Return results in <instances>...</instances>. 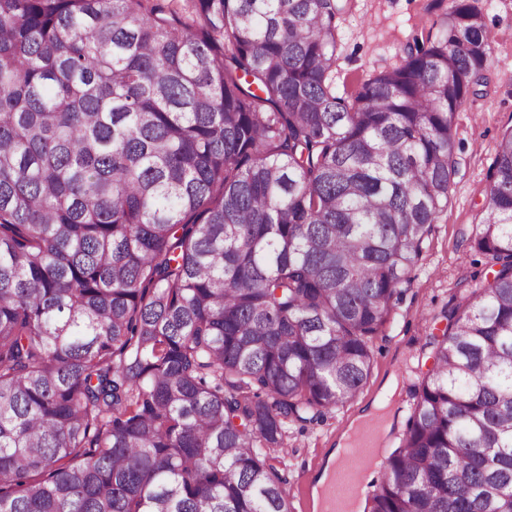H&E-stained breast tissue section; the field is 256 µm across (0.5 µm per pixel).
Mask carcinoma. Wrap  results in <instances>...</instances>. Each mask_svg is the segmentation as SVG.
I'll return each mask as SVG.
<instances>
[{
    "mask_svg": "<svg viewBox=\"0 0 512 512\" xmlns=\"http://www.w3.org/2000/svg\"><path fill=\"white\" fill-rule=\"evenodd\" d=\"M478 2L345 99L341 0H0V512H291L448 209ZM471 248L367 512H512V130Z\"/></svg>",
    "mask_w": 512,
    "mask_h": 512,
    "instance_id": "carcinoma-1",
    "label": "carcinoma"
}]
</instances>
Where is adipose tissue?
I'll return each mask as SVG.
<instances>
[{
    "mask_svg": "<svg viewBox=\"0 0 512 512\" xmlns=\"http://www.w3.org/2000/svg\"><path fill=\"white\" fill-rule=\"evenodd\" d=\"M398 388L396 377H388L381 393L370 406L363 408L347 424L336 441V446L327 454L311 489L312 502H319L331 487L335 475L345 462V452L364 431L370 428L384 430L390 415L391 398Z\"/></svg>",
    "mask_w": 512,
    "mask_h": 512,
    "instance_id": "obj_1",
    "label": "adipose tissue"
}]
</instances>
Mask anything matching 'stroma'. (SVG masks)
I'll list each match as a JSON object with an SVG mask.
<instances>
[{
    "label": "stroma",
    "instance_id": "35a3bbf8",
    "mask_svg": "<svg viewBox=\"0 0 512 512\" xmlns=\"http://www.w3.org/2000/svg\"><path fill=\"white\" fill-rule=\"evenodd\" d=\"M492 41L486 81L458 111L457 172L448 209L389 322L373 342L370 376L359 393L324 420L294 425L281 467L291 512H312L310 489L320 463L346 423L368 405L388 376L399 381L397 400L379 455L398 445L415 402L416 385L432 366L431 337L447 325L445 311L485 280L488 270L470 246L488 190V171L503 134L512 130V0H480ZM444 7L438 0H350L337 18L335 89L350 97L376 73L399 66L407 45L432 29Z\"/></svg>",
    "mask_w": 512,
    "mask_h": 512
}]
</instances>
